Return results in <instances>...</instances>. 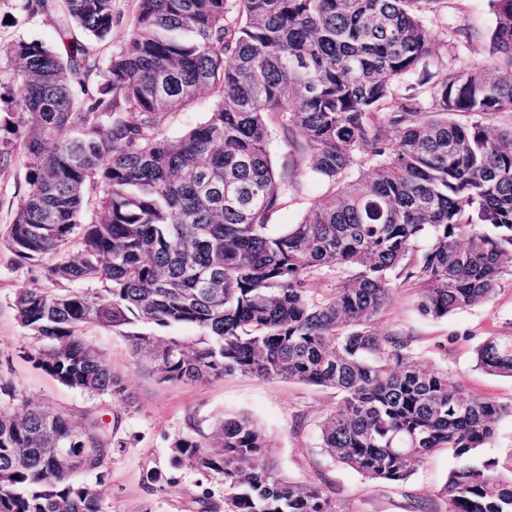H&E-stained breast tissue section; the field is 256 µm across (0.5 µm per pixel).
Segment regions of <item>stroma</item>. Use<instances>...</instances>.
Returning a JSON list of instances; mask_svg holds the SVG:
<instances>
[{"instance_id": "stroma-1", "label": "stroma", "mask_w": 512, "mask_h": 512, "mask_svg": "<svg viewBox=\"0 0 512 512\" xmlns=\"http://www.w3.org/2000/svg\"><path fill=\"white\" fill-rule=\"evenodd\" d=\"M433 30L466 25L481 32L494 24L488 0H463L459 10L431 15ZM40 41L55 46L51 20L31 16L21 0H0V42ZM24 128L0 124V150L11 161L0 167V230L11 223L26 188L27 168L19 150ZM294 175L304 191L284 200L270 222L276 228L299 223L321 197L324 185L308 180L304 167ZM40 268L15 260L0 244V380L11 383L18 400H31L45 409L81 421L91 416L113 420L111 455L94 473L79 474L80 482L99 495L103 512H198L197 498L208 492L224 497V480L204 476L189 464L170 463V444L191 426L209 429L214 415L244 414L263 430L270 457L292 481L329 488L340 512H448L438 491L455 459L442 449L430 455L408 483L392 488L370 483L331 458L319 446L318 425L335 406L333 391L288 381H261L244 374L225 375L189 383L162 381L148 359H134L127 341L117 333L90 327L87 341L121 379L124 396H93L58 382L29 359L34 343L15 319L18 292L46 287ZM416 289L395 290L377 326L386 332L402 325L418 339L423 366L447 371L475 397L512 402V378L478 369L474 349L491 336L512 330V275L503 276L489 302L434 320L417 310Z\"/></svg>"}]
</instances>
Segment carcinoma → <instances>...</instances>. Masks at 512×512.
Wrapping results in <instances>:
<instances>
[{
  "instance_id": "1",
  "label": "carcinoma",
  "mask_w": 512,
  "mask_h": 512,
  "mask_svg": "<svg viewBox=\"0 0 512 512\" xmlns=\"http://www.w3.org/2000/svg\"><path fill=\"white\" fill-rule=\"evenodd\" d=\"M136 2L104 68L93 43L119 21L115 0H25L53 18L60 47L0 43L15 66L10 117L26 130L28 184L3 242L52 284L14 301L35 366L87 393H123L85 339L98 326L166 382L240 372L331 389L319 438L338 462L403 485L446 448L449 512H512V479L473 462L512 404L422 368L411 331L377 329L402 285L444 319L512 275V128L483 123L512 113V0H489L486 63L443 71L425 16L461 0ZM202 95L207 119L165 136L169 115ZM274 122L301 134L303 162L327 186L280 231L270 218L303 185L273 170ZM333 270L344 277L328 292L309 287ZM181 325L196 343L157 334ZM475 361L512 377V333L484 340ZM109 431L28 400L0 408V512H102L76 477L104 468ZM60 449L73 464L57 461ZM170 449L172 464L224 479L223 504L204 496L203 512H338L324 487L281 473L246 415Z\"/></svg>"
}]
</instances>
